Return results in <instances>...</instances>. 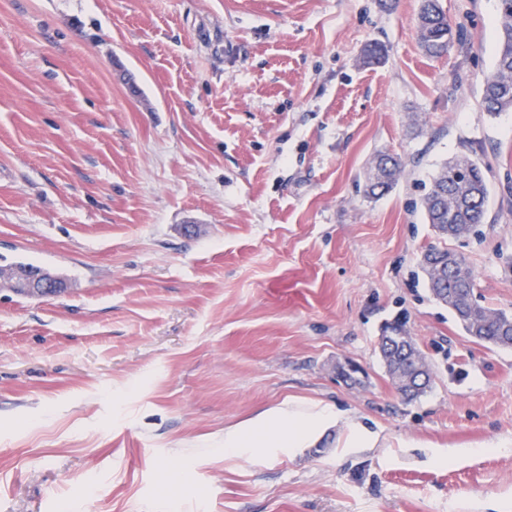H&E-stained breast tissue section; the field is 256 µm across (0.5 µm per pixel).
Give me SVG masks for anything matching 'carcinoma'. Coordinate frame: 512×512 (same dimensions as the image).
Wrapping results in <instances>:
<instances>
[{
    "instance_id": "1",
    "label": "carcinoma",
    "mask_w": 512,
    "mask_h": 512,
    "mask_svg": "<svg viewBox=\"0 0 512 512\" xmlns=\"http://www.w3.org/2000/svg\"><path fill=\"white\" fill-rule=\"evenodd\" d=\"M416 35L422 51L437 57L448 51L453 39L452 26L441 0H420L416 18ZM490 114L512 110V0H500L499 49L493 70L486 79L482 99ZM403 163L385 153L375 155L365 184V194L375 198L390 191L397 183ZM488 189L484 164L469 157L444 162L433 175L420 206L436 237L444 241L456 237L458 226L462 237L477 232L484 222ZM419 267L433 297L448 307L462 330L479 341L508 349L512 347V315L478 302L474 294L475 278L466 258L448 266V249L432 245L419 259ZM42 275L47 291L64 285L59 275L30 263L19 262L0 268V277L15 282L20 272ZM403 332L399 324H390L380 336L383 355L397 360L406 369L412 363L401 357L396 338Z\"/></svg>"
}]
</instances>
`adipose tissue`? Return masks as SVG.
Instances as JSON below:
<instances>
[{
  "label": "adipose tissue",
  "mask_w": 512,
  "mask_h": 512,
  "mask_svg": "<svg viewBox=\"0 0 512 512\" xmlns=\"http://www.w3.org/2000/svg\"><path fill=\"white\" fill-rule=\"evenodd\" d=\"M336 418L331 406L288 400L224 431V456L256 455L270 448H304Z\"/></svg>",
  "instance_id": "obj_1"
}]
</instances>
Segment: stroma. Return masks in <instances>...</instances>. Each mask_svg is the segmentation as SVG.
Segmentation results:
<instances>
[{
  "label": "stroma",
  "instance_id": "35a3bbf8",
  "mask_svg": "<svg viewBox=\"0 0 512 512\" xmlns=\"http://www.w3.org/2000/svg\"><path fill=\"white\" fill-rule=\"evenodd\" d=\"M442 4L463 35L430 57L419 0H0V266L67 279L0 278V512H512V452L480 449L512 437V348L418 267L432 174L480 159L481 234L445 245L512 313V112L481 108L499 0ZM380 152L405 168L370 199ZM395 319L434 370L411 401L379 352ZM289 398L375 446L343 419L216 452ZM37 272L42 275V279H44L47 291L50 293H55V288L59 285L62 287L59 289L61 291L64 288V279L59 275L52 273L49 270L43 269L41 267L35 266L30 263L19 262L16 264L10 265L8 268H0V277L6 276L10 282L11 288H15L14 282L16 275L19 272Z\"/></svg>",
  "mask_w": 512,
  "mask_h": 512
}]
</instances>
